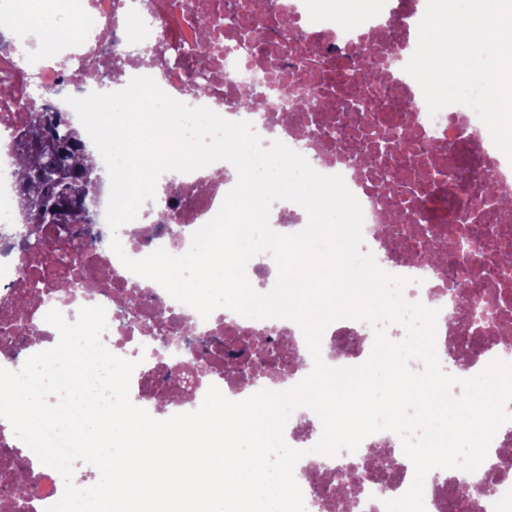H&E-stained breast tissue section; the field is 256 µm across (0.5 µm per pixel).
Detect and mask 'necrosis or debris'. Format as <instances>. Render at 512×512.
Instances as JSON below:
<instances>
[{
  "instance_id": "4bbe7bcc",
  "label": "necrosis or debris",
  "mask_w": 512,
  "mask_h": 512,
  "mask_svg": "<svg viewBox=\"0 0 512 512\" xmlns=\"http://www.w3.org/2000/svg\"><path fill=\"white\" fill-rule=\"evenodd\" d=\"M73 8L103 20L111 36L101 41L90 33L61 61H40L26 68L22 60L31 39L0 49V81L9 85L0 95V133L30 125L38 107L77 115L67 97H83L103 89H122L140 69H147L172 98L192 107L205 106L229 121L250 122L264 143L278 140L302 154L325 175H341L359 200L364 214L363 247L386 273L405 279L406 300L437 310L436 348L449 374L476 371L501 360L512 363V257L493 249V242L512 240V159L483 132L477 113L452 104L430 113L417 82L404 67L416 49L411 36L425 7L422 0H375L361 11L356 26L335 29L328 13L312 9L309 0H277V12L248 10L253 0H70ZM289 28H282V19ZM208 31L212 41L233 47L207 65L206 93L195 91L197 67L187 50ZM248 90L258 99L252 111H240L234 99ZM306 109H297L299 100ZM389 119L406 129L391 158H380L367 145L370 124ZM231 165L218 161L208 175L168 173L174 186L168 217L151 219L147 229L121 230L126 253L143 258L158 248L186 252L194 231L219 211L234 187ZM497 182L495 194L482 193L487 176ZM24 182L13 163L0 161V367L16 371L27 341L14 331L18 322L36 325L43 342L58 341L57 329L45 322L50 309L75 321L84 306L107 310L108 329L102 340L119 357L136 361L130 380L131 402L153 418L197 410L210 386L230 399L254 394L255 386L235 374L196 357L192 348L166 346L152 331L165 325L178 336H255L276 342L270 374L263 386L288 390L313 368L303 354V333L288 318L253 319L216 309L208 318L174 299L158 283L133 274L110 246L78 244L71 225L40 226V249L27 248L9 234L8 221L23 223L19 200ZM471 242L466 263L483 275L478 289L493 310L490 321L466 330L460 303L463 282L458 256L428 262L447 227ZM374 331L366 322L328 325L321 349L329 366H357L368 359ZM180 377L184 397L160 407L156 393L169 373ZM322 424L310 410H296L284 429L286 443L301 451L294 476L306 512H327L342 503L343 512H387L386 501L404 495L414 467L391 431L368 436L357 453L341 452L313 460L310 449L320 439ZM379 452L386 467L360 471L355 501H340L334 489L343 483L358 455ZM484 469L455 471L441 481L431 471L424 484L426 512H512V466L493 490L471 494ZM453 487L454 499L445 496ZM64 484L54 469L30 467L25 500L33 512H45L62 496Z\"/></svg>"
}]
</instances>
